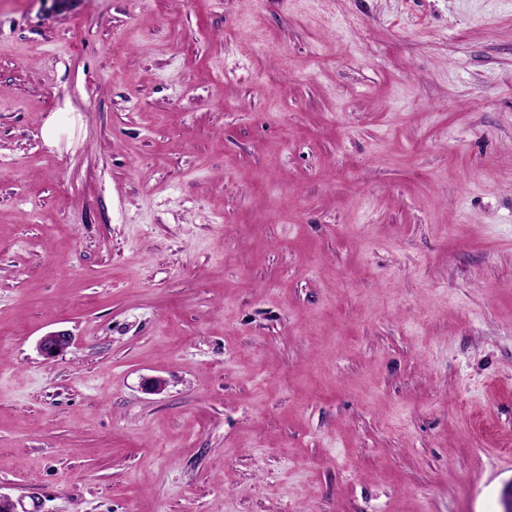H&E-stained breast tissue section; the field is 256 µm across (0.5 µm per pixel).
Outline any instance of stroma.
Returning a JSON list of instances; mask_svg holds the SVG:
<instances>
[{"label":"stroma","mask_w":512,"mask_h":512,"mask_svg":"<svg viewBox=\"0 0 512 512\" xmlns=\"http://www.w3.org/2000/svg\"><path fill=\"white\" fill-rule=\"evenodd\" d=\"M511 483L512 0H0L15 512ZM71 343L70 334L64 331H53L40 338L38 349L46 359H53L62 354Z\"/></svg>","instance_id":"obj_1"}]
</instances>
